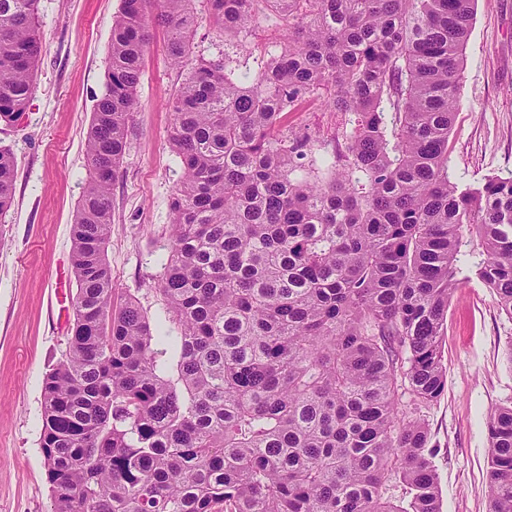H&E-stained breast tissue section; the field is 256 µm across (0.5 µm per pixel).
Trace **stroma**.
<instances>
[{"mask_svg":"<svg viewBox=\"0 0 512 512\" xmlns=\"http://www.w3.org/2000/svg\"><path fill=\"white\" fill-rule=\"evenodd\" d=\"M122 0H40L41 52L26 111L0 120V146L16 159L11 209L0 225V512H51L40 448L43 380L65 351L75 310L71 225L87 179L85 138L106 91L112 23ZM465 49L459 110L449 143L455 176L473 181L512 176V0H475ZM130 145L112 184L107 261L118 294L148 314L170 230V204L181 177L168 134L171 102L185 77L168 55V31L150 26ZM225 49L224 34L196 0L191 60ZM285 124L328 136L340 113L311 103ZM448 378L425 411L439 477L442 512H487L486 416L512 401V319L479 283L458 289L441 337Z\"/></svg>","mask_w":512,"mask_h":512,"instance_id":"stroma-1","label":"stroma"}]
</instances>
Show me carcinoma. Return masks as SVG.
Instances as JSON below:
<instances>
[{
  "mask_svg": "<svg viewBox=\"0 0 512 512\" xmlns=\"http://www.w3.org/2000/svg\"><path fill=\"white\" fill-rule=\"evenodd\" d=\"M38 2L0 0L5 121L32 95ZM193 2L122 0L112 24L72 336L43 382L51 512H441L423 411L447 383L449 302L477 281L512 319V177L449 166L474 0H208L236 52L198 61L172 105L182 177L152 320L113 287L112 182L152 10L180 65ZM260 14L288 36L255 57ZM310 98L345 125L282 123ZM14 180L0 147V218ZM486 428L489 512H512V403Z\"/></svg>",
  "mask_w": 512,
  "mask_h": 512,
  "instance_id": "obj_1",
  "label": "carcinoma"
}]
</instances>
